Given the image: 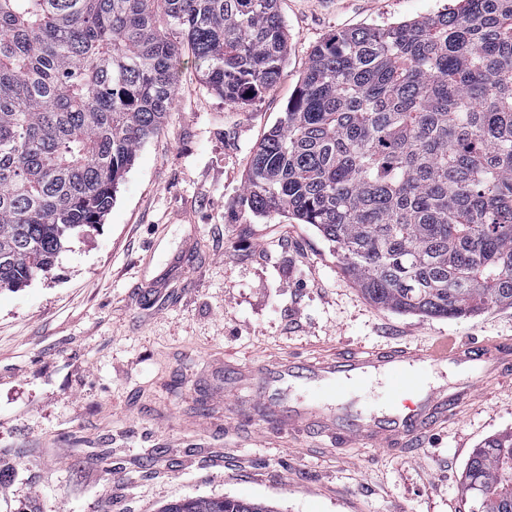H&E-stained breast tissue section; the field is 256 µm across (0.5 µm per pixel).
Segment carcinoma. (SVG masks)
Returning a JSON list of instances; mask_svg holds the SVG:
<instances>
[{
  "label": "carcinoma",
  "instance_id": "carcinoma-1",
  "mask_svg": "<svg viewBox=\"0 0 512 512\" xmlns=\"http://www.w3.org/2000/svg\"><path fill=\"white\" fill-rule=\"evenodd\" d=\"M277 0H0V289L103 223L174 74L244 103L280 76ZM241 198L332 244L376 307L464 320L512 306V0H457L316 46ZM465 512H512V429L473 449ZM162 512H271L197 496Z\"/></svg>",
  "mask_w": 512,
  "mask_h": 512
}]
</instances>
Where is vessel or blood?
<instances>
[{"label": "vessel or blood", "mask_w": 512, "mask_h": 512, "mask_svg": "<svg viewBox=\"0 0 512 512\" xmlns=\"http://www.w3.org/2000/svg\"><path fill=\"white\" fill-rule=\"evenodd\" d=\"M452 368L463 377L453 385L424 387L423 369ZM512 371V342L450 343L434 350L409 345L367 351L340 349L314 362L278 361L233 367L224 372V388L233 392L242 382L261 379L263 394L256 407L281 427H306L339 447L362 443L405 456L426 436L447 425L462 403L475 398L479 387ZM382 375L392 382L379 412L366 415L327 400H340L351 389ZM304 390L293 399L289 390Z\"/></svg>", "instance_id": "vessel-or-blood-1"}]
</instances>
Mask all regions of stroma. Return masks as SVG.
<instances>
[{"label":"stroma","mask_w":512,"mask_h":512,"mask_svg":"<svg viewBox=\"0 0 512 512\" xmlns=\"http://www.w3.org/2000/svg\"><path fill=\"white\" fill-rule=\"evenodd\" d=\"M453 0H278L280 78L233 104L182 55L170 110L97 231L52 275L0 290V512H160L198 495L273 512H460L461 474L512 428V372L402 457L317 446L240 414L224 364L333 347L512 340V307L466 320L370 304L311 225L235 220L251 152L329 34L423 17Z\"/></svg>","instance_id":"obj_1"}]
</instances>
